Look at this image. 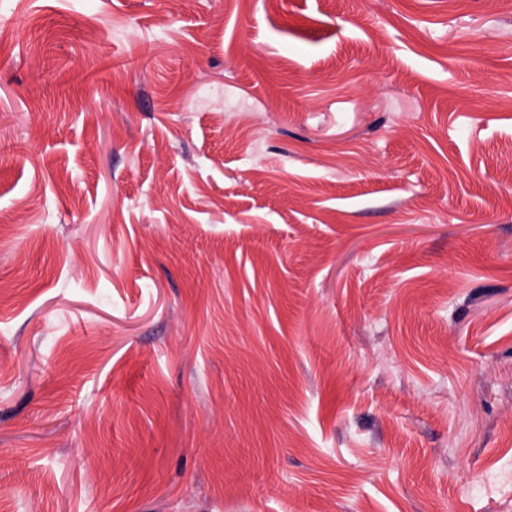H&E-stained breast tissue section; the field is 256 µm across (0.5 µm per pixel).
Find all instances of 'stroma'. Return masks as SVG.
<instances>
[{
  "label": "stroma",
  "instance_id": "obj_1",
  "mask_svg": "<svg viewBox=\"0 0 512 512\" xmlns=\"http://www.w3.org/2000/svg\"><path fill=\"white\" fill-rule=\"evenodd\" d=\"M0 512H512V7L0 0Z\"/></svg>",
  "mask_w": 512,
  "mask_h": 512
}]
</instances>
